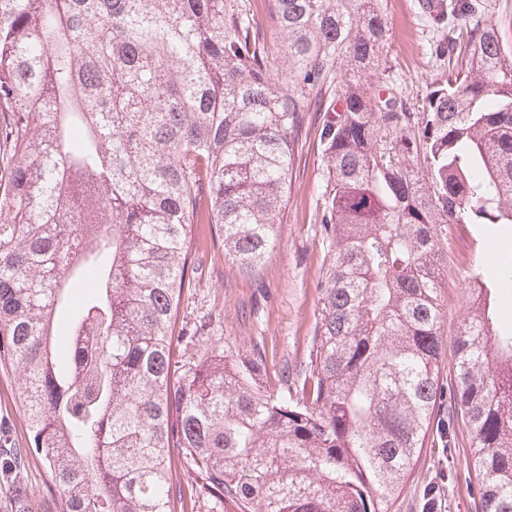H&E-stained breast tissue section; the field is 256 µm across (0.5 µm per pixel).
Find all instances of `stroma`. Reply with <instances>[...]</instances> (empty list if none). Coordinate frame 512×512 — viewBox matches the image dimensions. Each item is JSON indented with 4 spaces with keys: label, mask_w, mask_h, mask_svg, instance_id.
Masks as SVG:
<instances>
[{
    "label": "stroma",
    "mask_w": 512,
    "mask_h": 512,
    "mask_svg": "<svg viewBox=\"0 0 512 512\" xmlns=\"http://www.w3.org/2000/svg\"><path fill=\"white\" fill-rule=\"evenodd\" d=\"M423 2L385 0L383 77L410 95L425 92L440 78L443 69L435 59V43L453 27L491 23L512 45V0H443L455 4L456 10L438 17L424 12ZM323 107V100L315 97L307 102L280 211L278 243L259 274L242 276L225 262L215 225H193L191 284L176 311L177 366H189L212 352L238 357L258 353L267 367L270 390L278 392L283 388L282 368L294 370L305 361L320 307L319 283L331 257V244L321 231L327 185L319 139ZM439 234L448 260L440 374L446 384L453 376L458 328L473 313L470 290L476 278L497 279L507 239L481 224H443ZM18 393L17 377L0 376V448H23L28 442ZM476 484L466 431L456 428L445 439L436 429L388 512H481L471 494ZM0 512H60V497L39 461H30L17 479L0 466Z\"/></svg>",
    "instance_id": "35a3bbf8"
}]
</instances>
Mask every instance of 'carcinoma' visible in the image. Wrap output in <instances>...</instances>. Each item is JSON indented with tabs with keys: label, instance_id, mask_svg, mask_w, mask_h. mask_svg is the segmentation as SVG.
I'll return each mask as SVG.
<instances>
[{
	"label": "carcinoma",
	"instance_id": "obj_1",
	"mask_svg": "<svg viewBox=\"0 0 512 512\" xmlns=\"http://www.w3.org/2000/svg\"><path fill=\"white\" fill-rule=\"evenodd\" d=\"M0 0V372L60 512H184L171 458L237 512H388L444 397L439 224L512 225V48L489 24L436 46L419 110L378 82L383 0ZM347 62V69L337 67ZM333 254L303 367L172 368L188 236L264 265L310 91ZM81 302L69 288L86 268ZM472 289L448 427L470 437L481 512H512V333Z\"/></svg>",
	"mask_w": 512,
	"mask_h": 512
}]
</instances>
